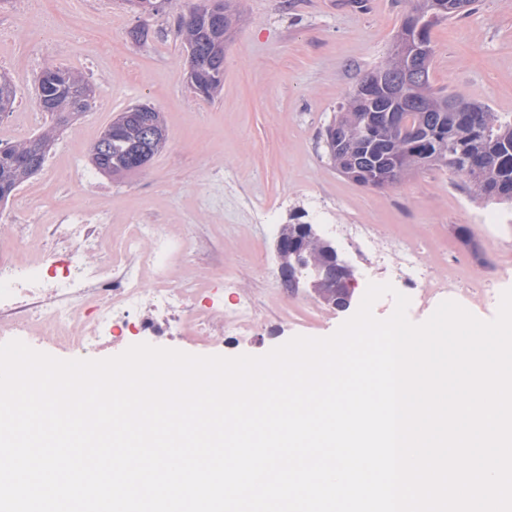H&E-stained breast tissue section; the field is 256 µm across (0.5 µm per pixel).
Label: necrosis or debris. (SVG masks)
<instances>
[{
	"label": "necrosis or debris",
	"mask_w": 512,
	"mask_h": 512,
	"mask_svg": "<svg viewBox=\"0 0 512 512\" xmlns=\"http://www.w3.org/2000/svg\"><path fill=\"white\" fill-rule=\"evenodd\" d=\"M67 161L83 191L51 218L24 187L10 209L0 208V337L39 336L83 350L110 340L128 319L141 332L162 333L174 318L202 341L258 327L254 298H239L229 309L220 303L199 307L205 282L184 262L189 242L136 215L114 227L111 209L94 201L96 173L83 166L78 151H68ZM349 231L365 262H397L416 286L451 294L465 286L481 296L492 286L490 279H464L454 269L445 279H432L415 244L371 224H353Z\"/></svg>",
	"instance_id": "necrosis-or-debris-1"
}]
</instances>
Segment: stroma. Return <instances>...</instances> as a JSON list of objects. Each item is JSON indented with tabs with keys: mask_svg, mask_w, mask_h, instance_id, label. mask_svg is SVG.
Listing matches in <instances>:
<instances>
[{
	"mask_svg": "<svg viewBox=\"0 0 512 512\" xmlns=\"http://www.w3.org/2000/svg\"><path fill=\"white\" fill-rule=\"evenodd\" d=\"M54 0H0L14 20L19 44H28ZM407 0H243L242 16L224 45V88L214 101L196 97L186 84V57L176 36L183 12L171 0L163 14L149 18L127 0H105L98 14L84 0H71L55 29L67 45L62 57L27 59L15 53L0 66L17 89L18 109L35 106L34 81L51 65L79 70L106 107L92 106L69 125L52 147L64 155L72 143L91 148L113 115L144 102L162 112L168 133L165 150L142 173L115 178L100 175L99 205L175 226L203 246L191 253L192 265L210 269L202 300L232 307L238 294L261 306L288 303L286 316L266 320L244 336L224 335L210 344L182 336L131 331L107 345L63 350L27 338L34 350L62 360H102L139 343L199 356H261L301 335L324 338L350 318V311L326 306L306 293H288L278 283L275 241L292 215L309 212L307 197L322 194L333 210L321 230L358 269V293L368 284H391L410 299L411 322L426 321L445 296L408 288L394 267L368 271L339 224H374L387 235L418 245L423 263L444 276L449 265L475 259L489 272L493 291L475 297L459 290L453 299L482 320L495 317L501 294L512 288V207L474 200L450 172L423 169L389 189L361 187L322 155L320 134L360 75L390 50ZM163 29L161 39L135 43L139 26ZM435 56L432 81L469 102L512 116V0H480L478 10L446 21L431 31ZM45 213L82 193L66 165L43 168L28 182ZM494 213V224L478 223ZM465 237H458V230Z\"/></svg>",
	"mask_w": 512,
	"mask_h": 512,
	"instance_id": "1",
	"label": "stroma"
}]
</instances>
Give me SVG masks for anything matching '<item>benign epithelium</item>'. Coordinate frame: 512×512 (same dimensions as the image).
Returning <instances> with one entry per match:
<instances>
[{"mask_svg": "<svg viewBox=\"0 0 512 512\" xmlns=\"http://www.w3.org/2000/svg\"><path fill=\"white\" fill-rule=\"evenodd\" d=\"M278 272L294 271L288 291L307 288L322 303L338 310L356 300V271L341 255L333 241L319 235L313 225L296 234L282 233L276 240Z\"/></svg>", "mask_w": 512, "mask_h": 512, "instance_id": "1", "label": "benign epithelium"}]
</instances>
